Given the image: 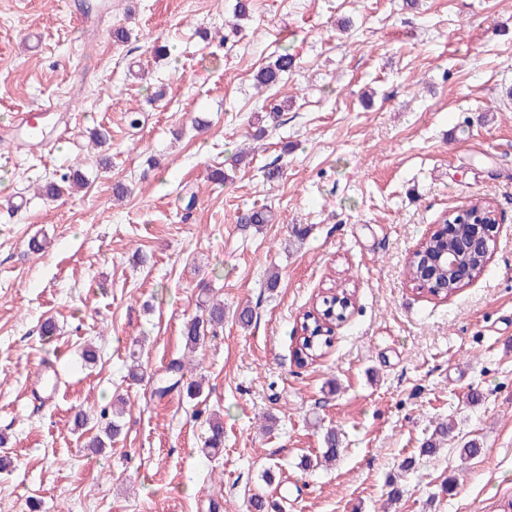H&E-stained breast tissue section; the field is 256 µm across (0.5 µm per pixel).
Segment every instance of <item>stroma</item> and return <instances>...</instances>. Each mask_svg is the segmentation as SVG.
I'll use <instances>...</instances> for the list:
<instances>
[{
  "label": "stroma",
  "mask_w": 512,
  "mask_h": 512,
  "mask_svg": "<svg viewBox=\"0 0 512 512\" xmlns=\"http://www.w3.org/2000/svg\"><path fill=\"white\" fill-rule=\"evenodd\" d=\"M235 4L0 0V512H246L256 493L279 512H504L512 0H250L228 34ZM284 49L294 68L257 87ZM35 108L32 142L16 122ZM76 169L83 185L43 195ZM475 198L499 217L487 269L432 296L411 254ZM261 208L272 221L246 224ZM341 289L348 318L299 366L303 314ZM209 298L224 325L188 352ZM179 360L200 397L157 395ZM120 399V434L90 448ZM444 420L481 454L420 455ZM330 426L338 460L304 469Z\"/></svg>",
  "instance_id": "stroma-1"
}]
</instances>
